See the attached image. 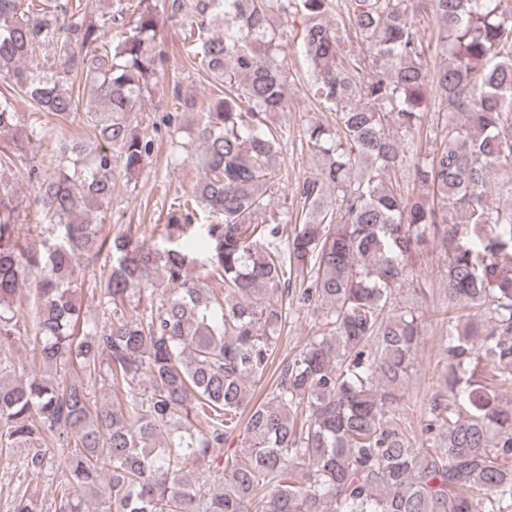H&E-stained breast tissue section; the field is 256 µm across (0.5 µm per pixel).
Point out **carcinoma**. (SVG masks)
Segmentation results:
<instances>
[{"label": "carcinoma", "mask_w": 512, "mask_h": 512, "mask_svg": "<svg viewBox=\"0 0 512 512\" xmlns=\"http://www.w3.org/2000/svg\"><path fill=\"white\" fill-rule=\"evenodd\" d=\"M416 3L436 18L432 43L412 24ZM341 11L378 70L334 26ZM294 15L308 91L335 120L303 129L318 169L298 186L283 255L288 207L272 208L270 192L288 127L270 118L288 111V76L273 51ZM177 17L187 55L224 94L198 113L201 175L165 228L177 239L211 217L210 270L193 277L183 250L117 235L95 286L100 325L82 316L75 264L98 240L88 215L112 200L115 162L134 176L152 151L141 112L162 59L157 5L111 0L92 19L78 3L0 0V73L38 111L77 113V78L94 92L89 133L60 141L34 200L59 242L33 251L0 181V345L21 334L24 288L39 336L37 369L0 359V440L29 449L19 467L32 473L42 445L74 446L55 512H87L98 496L112 512H512V0H171ZM6 133L0 168L25 160L42 129L1 92ZM425 137L439 146L426 151ZM396 170L423 193L385 185ZM493 193L511 204L491 206ZM431 239L447 253L448 402L424 410L428 445L416 448L394 416L422 315L392 299L419 283L414 258ZM295 279L319 328L255 405ZM98 381L115 402L94 399ZM241 423L244 444L212 486L192 482Z\"/></svg>", "instance_id": "obj_1"}]
</instances>
